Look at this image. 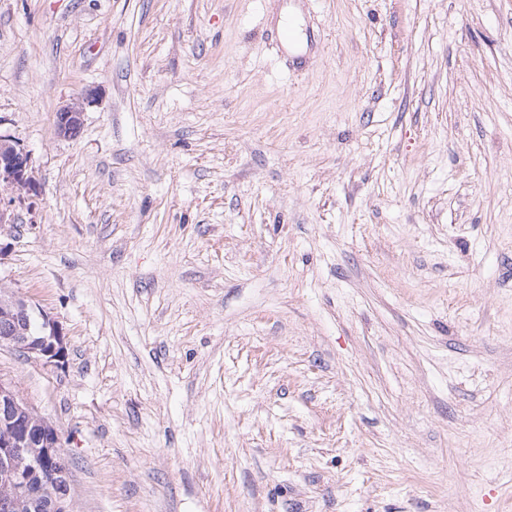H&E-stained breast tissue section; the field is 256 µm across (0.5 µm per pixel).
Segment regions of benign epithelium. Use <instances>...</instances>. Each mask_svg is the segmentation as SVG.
<instances>
[{
    "instance_id": "benign-epithelium-1",
    "label": "benign epithelium",
    "mask_w": 512,
    "mask_h": 512,
    "mask_svg": "<svg viewBox=\"0 0 512 512\" xmlns=\"http://www.w3.org/2000/svg\"><path fill=\"white\" fill-rule=\"evenodd\" d=\"M54 126L62 136L78 138L83 127L80 104L60 107ZM36 189L30 152L11 136L0 134V234L16 228L8 217L10 207ZM33 318L38 319V336L28 335ZM2 348L44 366L61 368L66 362L67 341L58 321L0 284ZM24 506L39 512H74L69 462L56 426L12 383L0 378V512H17Z\"/></svg>"
}]
</instances>
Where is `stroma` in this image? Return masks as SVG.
Listing matches in <instances>:
<instances>
[{
  "label": "stroma",
  "mask_w": 512,
  "mask_h": 512,
  "mask_svg": "<svg viewBox=\"0 0 512 512\" xmlns=\"http://www.w3.org/2000/svg\"><path fill=\"white\" fill-rule=\"evenodd\" d=\"M295 13L300 68L278 0H0L75 512H512V0ZM274 34L278 48L282 50L284 54H287L293 62L297 64L306 62V58L303 54L296 53L297 28L294 23L290 22L288 26L283 23L281 27L275 29ZM55 130L59 135L76 139L83 127V109L79 103L67 104L55 113Z\"/></svg>",
  "instance_id": "stroma-1"
}]
</instances>
